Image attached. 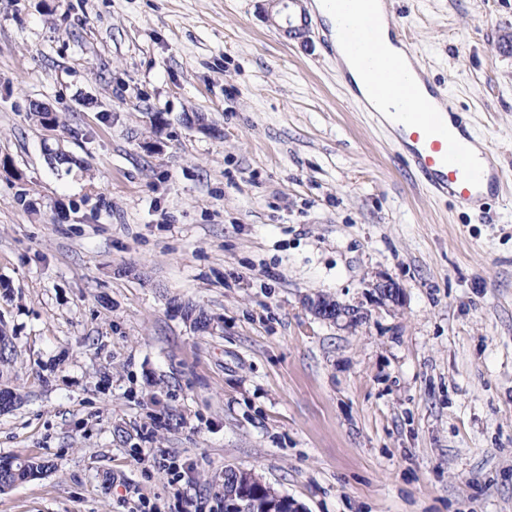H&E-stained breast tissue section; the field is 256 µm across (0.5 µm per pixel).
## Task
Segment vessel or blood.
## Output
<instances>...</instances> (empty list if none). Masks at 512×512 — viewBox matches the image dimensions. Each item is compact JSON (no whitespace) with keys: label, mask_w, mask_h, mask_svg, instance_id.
I'll return each mask as SVG.
<instances>
[{"label":"vessel or blood","mask_w":512,"mask_h":512,"mask_svg":"<svg viewBox=\"0 0 512 512\" xmlns=\"http://www.w3.org/2000/svg\"><path fill=\"white\" fill-rule=\"evenodd\" d=\"M333 8L331 34L352 61L338 74L350 96L389 102L373 112L376 126L429 191L479 212L486 199L503 195L507 177L491 144L475 138L470 124L450 118L446 90L434 83L415 59L412 46L393 21L392 0H361L351 20V0H324ZM285 13L282 37L301 39L318 13L311 0H272Z\"/></svg>","instance_id":"1"}]
</instances>
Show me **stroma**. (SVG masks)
Returning a JSON list of instances; mask_svg holds the SVG:
<instances>
[{"label":"stroma","mask_w":512,"mask_h":512,"mask_svg":"<svg viewBox=\"0 0 512 512\" xmlns=\"http://www.w3.org/2000/svg\"><path fill=\"white\" fill-rule=\"evenodd\" d=\"M393 2L499 153L483 216L264 0H0V457L48 466L0 512H224L230 468L303 512H512V0ZM315 315L331 321H337L341 317H347L350 321H360L364 318L363 313L358 309L346 308L331 300L318 298L311 302Z\"/></svg>","instance_id":"1"}]
</instances>
